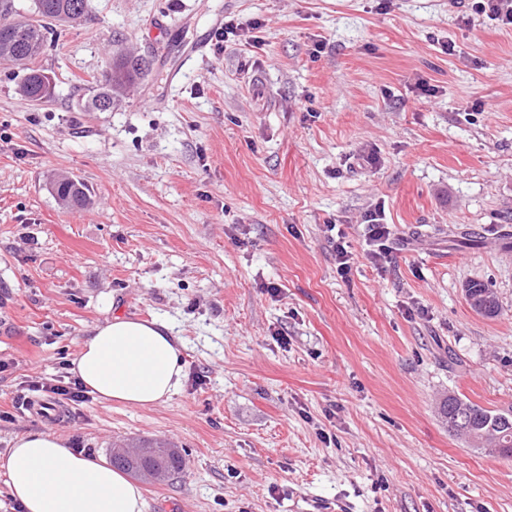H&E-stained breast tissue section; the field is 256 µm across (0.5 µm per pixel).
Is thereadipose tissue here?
I'll use <instances>...</instances> for the list:
<instances>
[{
	"instance_id": "1",
	"label": "adipose tissue",
	"mask_w": 512,
	"mask_h": 512,
	"mask_svg": "<svg viewBox=\"0 0 512 512\" xmlns=\"http://www.w3.org/2000/svg\"><path fill=\"white\" fill-rule=\"evenodd\" d=\"M73 376L103 403L146 407L170 399L183 379L181 350L169 326L112 316L85 337ZM0 474L21 512H145L137 484L102 456L69 448L47 431L17 435L0 455Z\"/></svg>"
}]
</instances>
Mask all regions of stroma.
<instances>
[{
	"label": "stroma",
	"mask_w": 512,
	"mask_h": 512,
	"mask_svg": "<svg viewBox=\"0 0 512 512\" xmlns=\"http://www.w3.org/2000/svg\"><path fill=\"white\" fill-rule=\"evenodd\" d=\"M230 19L259 45L219 42ZM48 28L51 98L0 61V409L118 313L166 322L184 379L148 408L0 420V454L29 430L104 457L167 440L188 467L146 512H512V458L439 414L512 410V29L449 0H90ZM125 55L135 83L87 110ZM57 196L67 199L69 204L83 206L87 202V195L83 188L72 180L56 181L54 184ZM368 238L370 239L374 249H371L368 255L375 260L386 258L390 249L388 242L390 240V228L388 224H367Z\"/></svg>",
	"instance_id": "35a3bbf8"
}]
</instances>
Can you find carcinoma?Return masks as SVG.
<instances>
[{
    "label": "carcinoma",
    "instance_id": "1",
    "mask_svg": "<svg viewBox=\"0 0 512 512\" xmlns=\"http://www.w3.org/2000/svg\"><path fill=\"white\" fill-rule=\"evenodd\" d=\"M89 6V0H35L39 19H15L12 0H0V57L14 60L13 54L29 52L28 65L17 73L20 93L31 101H39L47 94L41 78V70L34 62L47 45V19L67 20L77 5ZM141 70L140 64L128 59L114 63L113 81L121 86L133 79ZM56 194L74 206H83L87 195L83 188L72 180L57 181ZM444 421L448 430L461 436L472 448L483 449L482 433L488 429L495 432L500 455L512 458V412H495L485 409L459 395L450 394L443 402ZM145 454L133 461L114 462L127 471L150 469L160 475L158 482L165 483L182 473L183 456L172 451L173 444L165 440H147L141 443Z\"/></svg>",
    "mask_w": 512,
    "mask_h": 512
}]
</instances>
